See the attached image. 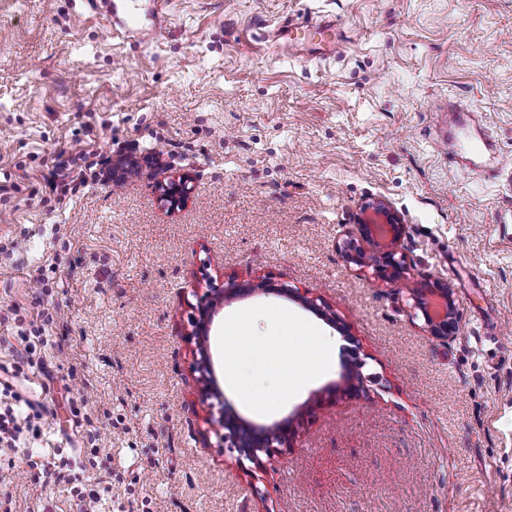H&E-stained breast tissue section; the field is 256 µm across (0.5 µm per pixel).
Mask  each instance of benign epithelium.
Returning a JSON list of instances; mask_svg holds the SVG:
<instances>
[{"instance_id":"7a95c632","label":"benign epithelium","mask_w":512,"mask_h":512,"mask_svg":"<svg viewBox=\"0 0 512 512\" xmlns=\"http://www.w3.org/2000/svg\"><path fill=\"white\" fill-rule=\"evenodd\" d=\"M189 180V175L181 174L158 183L161 198L169 208L176 209L188 203ZM357 221L361 239L368 248L356 246L351 241L345 243L348 261L361 268L374 267L377 276L388 284H397L405 279V263L396 259L397 247L406 233V225L400 217L384 202L375 201L360 208ZM279 292L299 300L332 325H339L334 311L318 299L302 296L288 288H281ZM410 295L413 310L422 314L425 328L431 336L442 341L454 337L458 319L449 285L438 286L425 281L410 289ZM214 421L228 430L224 439L231 440L234 447L251 459L258 458V452H266L276 444H285L291 438L290 424L286 422H276L257 433L228 409L217 420L211 416L207 418L209 423Z\"/></svg>"}]
</instances>
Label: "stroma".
<instances>
[{
    "label": "stroma",
    "instance_id": "stroma-1",
    "mask_svg": "<svg viewBox=\"0 0 512 512\" xmlns=\"http://www.w3.org/2000/svg\"><path fill=\"white\" fill-rule=\"evenodd\" d=\"M141 44L87 0H0V376L38 436L0 455L10 512H512V168L448 159L449 102L512 157V0H170ZM327 20L318 59L268 39ZM137 161L123 184L102 178ZM84 170L64 201L44 177ZM185 173L172 211L157 183ZM383 200L407 278L349 264L355 216ZM322 299L332 326L257 280ZM450 285L442 342L411 287ZM214 306L208 336L202 307ZM288 310L360 362L361 393L313 403L341 361L256 415L294 416L290 447L251 461L209 424L191 363L224 379V322ZM48 316L42 337L30 324ZM302 417H295L297 407ZM68 459L63 478L50 463Z\"/></svg>",
    "mask_w": 512,
    "mask_h": 512
}]
</instances>
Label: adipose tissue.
<instances>
[{
    "label": "adipose tissue",
    "instance_id": "1",
    "mask_svg": "<svg viewBox=\"0 0 512 512\" xmlns=\"http://www.w3.org/2000/svg\"><path fill=\"white\" fill-rule=\"evenodd\" d=\"M270 315L274 331L264 337L252 332V312H240L224 323V381L241 405L256 414L267 406L266 399L256 392V376L278 379L279 398L284 401L330 359L328 345L314 349L290 339L294 320L287 312L274 309Z\"/></svg>",
    "mask_w": 512,
    "mask_h": 512
}]
</instances>
